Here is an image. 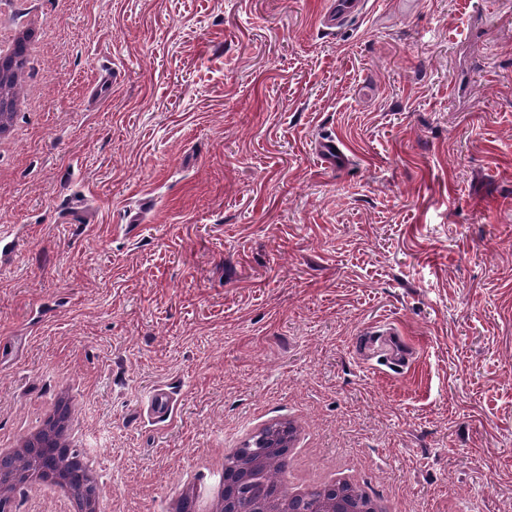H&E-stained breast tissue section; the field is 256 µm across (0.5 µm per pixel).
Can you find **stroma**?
<instances>
[{"label":"stroma","instance_id":"obj_1","mask_svg":"<svg viewBox=\"0 0 512 512\" xmlns=\"http://www.w3.org/2000/svg\"><path fill=\"white\" fill-rule=\"evenodd\" d=\"M59 28L0 143V434L71 373L157 512L266 410L407 512L512 497V0H20ZM112 87L95 97V72ZM333 133L348 164L324 170ZM392 324L391 372L355 342ZM174 395L170 422L146 398ZM368 2L366 0H329L320 18L322 27L333 32L344 27L364 13ZM377 336H389L385 339L386 345L391 350V353L386 355L388 360L398 366H404L407 360V348L404 340L398 334V332L389 330Z\"/></svg>","mask_w":512,"mask_h":512}]
</instances>
